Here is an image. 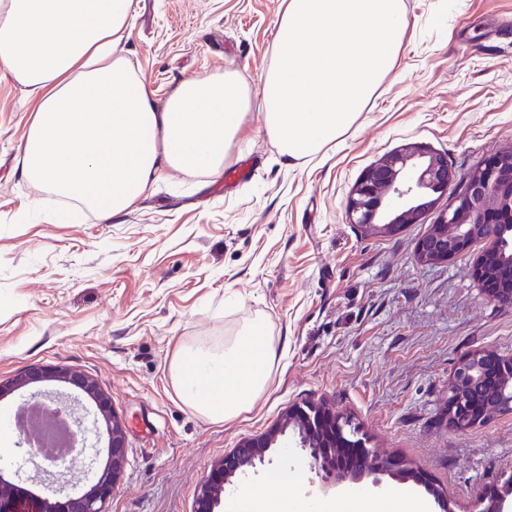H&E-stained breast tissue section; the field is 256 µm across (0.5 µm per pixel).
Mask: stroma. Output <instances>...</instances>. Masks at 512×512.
<instances>
[{"mask_svg":"<svg viewBox=\"0 0 512 512\" xmlns=\"http://www.w3.org/2000/svg\"><path fill=\"white\" fill-rule=\"evenodd\" d=\"M125 49L158 102L184 79L233 71L258 90L282 0H134ZM406 48L342 143L281 163L251 111L234 161L251 180L162 173L127 213L55 220V203L21 173L35 104L0 71V383L38 367L91 376L128 426L126 465L106 512H194L225 453L268 433L294 405L353 417L365 446L397 470L356 487L321 488L270 450L235 487L267 488L305 508L351 512L343 495L385 496V512H473L480 488L512 476V411L456 430L448 383L480 350L512 357V305L475 276L487 248L424 263L420 239L453 207L466 178L512 149V0H404ZM411 144L446 155L454 174L420 223L364 236L347 223L362 173ZM266 319L280 361L254 408L215 422L174 391L183 345L223 343ZM295 470L282 488L270 479Z\"/></svg>","mask_w":512,"mask_h":512,"instance_id":"1","label":"stroma"}]
</instances>
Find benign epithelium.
Here are the masks:
<instances>
[{
    "label": "benign epithelium",
    "instance_id": "benign-epithelium-1",
    "mask_svg": "<svg viewBox=\"0 0 512 512\" xmlns=\"http://www.w3.org/2000/svg\"><path fill=\"white\" fill-rule=\"evenodd\" d=\"M447 159L420 146H408L364 171L347 204L349 223L366 236L392 234L406 224H417L428 210L430 194L443 192L453 181ZM483 239L494 244L476 263V277L488 286V297L512 304V266L502 267L498 254L512 242V149L504 150L471 172L454 208L442 212L420 240L417 254L423 262L445 261L463 254L471 242ZM60 381L78 389L95 405L90 411L83 400L62 391L45 392L40 398L59 407L70 419L77 440L75 456L63 471L41 467L29 478L51 492L43 497L14 484L0 471V512H105V504L115 491L125 465L127 427L113 411L108 397L87 374L72 369L27 371L11 388L33 382ZM512 410V357L482 350L464 357L448 385V424L454 429L476 426L490 416ZM100 417L109 439L108 461L97 481L80 494L69 486L94 461L81 459L86 445L85 420L89 414ZM341 415L327 406H308L285 413L282 422L270 433L244 441L224 455L201 485L194 512H216L228 491L231 478L265 460V453L278 443L288 455L303 462L324 485L359 484L366 476L376 477L396 465V461L362 452L356 468L345 466L336 445H312L317 430L330 433ZM511 491L491 496L481 489L476 493L474 512H509Z\"/></svg>",
    "mask_w": 512,
    "mask_h": 512
}]
</instances>
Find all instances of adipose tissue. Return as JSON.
Instances as JSON below:
<instances>
[{
	"mask_svg": "<svg viewBox=\"0 0 512 512\" xmlns=\"http://www.w3.org/2000/svg\"><path fill=\"white\" fill-rule=\"evenodd\" d=\"M272 59L257 94L287 164L340 141L405 51L403 0H282ZM133 0H0V69L33 95L24 176L65 205L108 221L165 171L224 169L252 105L232 72L179 83L157 103L122 43ZM278 353L266 320L223 345L186 347L170 363L175 392L224 421L250 411Z\"/></svg>",
	"mask_w": 512,
	"mask_h": 512,
	"instance_id": "obj_1",
	"label": "adipose tissue"
}]
</instances>
